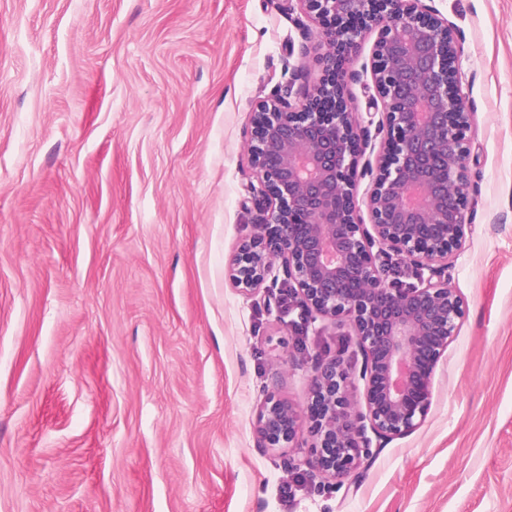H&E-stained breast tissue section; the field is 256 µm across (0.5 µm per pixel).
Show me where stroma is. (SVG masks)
<instances>
[{"label": "stroma", "mask_w": 512, "mask_h": 512, "mask_svg": "<svg viewBox=\"0 0 512 512\" xmlns=\"http://www.w3.org/2000/svg\"><path fill=\"white\" fill-rule=\"evenodd\" d=\"M421 4L471 112L464 315L424 421L338 483L255 417L361 364L352 328L297 330L287 280L227 274L262 231L251 114L314 89L321 27L297 0H0V512H512V0ZM375 38L348 60L363 124Z\"/></svg>", "instance_id": "obj_1"}]
</instances>
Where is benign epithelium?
Instances as JSON below:
<instances>
[{
  "instance_id": "1",
  "label": "benign epithelium",
  "mask_w": 512,
  "mask_h": 512,
  "mask_svg": "<svg viewBox=\"0 0 512 512\" xmlns=\"http://www.w3.org/2000/svg\"><path fill=\"white\" fill-rule=\"evenodd\" d=\"M298 2L324 28L323 77L301 105L276 95L252 113V193L264 207L263 232L240 246L228 276L255 293L280 259L296 306L353 326L365 356L364 408L349 396L352 367L334 357L314 369L305 411L270 396L256 419L271 450L292 446L308 423L309 464L344 481L368 447L367 432L404 435L424 420L434 369L463 316L448 258L471 222L469 112L455 33L420 0ZM372 30L370 72L382 108L373 162L364 159L370 129L344 94L348 52ZM375 245L414 264L417 283L387 279Z\"/></svg>"
}]
</instances>
